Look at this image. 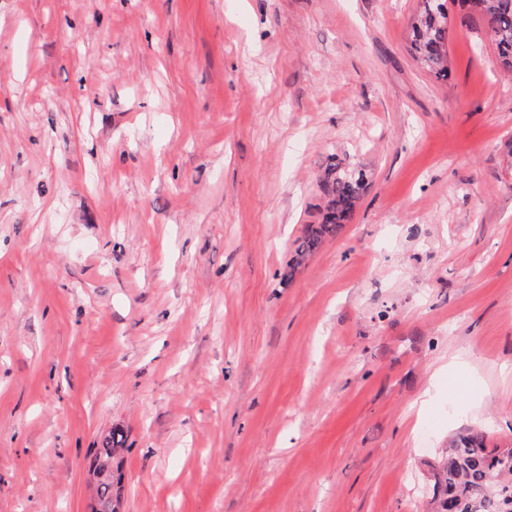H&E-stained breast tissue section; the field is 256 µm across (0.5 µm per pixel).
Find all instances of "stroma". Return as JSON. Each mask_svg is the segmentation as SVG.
Wrapping results in <instances>:
<instances>
[{"mask_svg":"<svg viewBox=\"0 0 512 512\" xmlns=\"http://www.w3.org/2000/svg\"><path fill=\"white\" fill-rule=\"evenodd\" d=\"M418 5L0 0V512H90L115 427L125 512H433L512 445V75L453 6L432 79ZM331 159L332 162L327 166L320 182L326 200L322 222L316 226L309 225L304 234L295 241V264L288 265V270L283 273L284 279H290L295 265L316 251L326 237L336 235L342 224L350 218L367 186V177L363 172L345 169L337 158ZM440 476L437 512H512V448L488 450L482 431L468 429L451 440Z\"/></svg>","mask_w":512,"mask_h":512,"instance_id":"obj_1","label":"stroma"}]
</instances>
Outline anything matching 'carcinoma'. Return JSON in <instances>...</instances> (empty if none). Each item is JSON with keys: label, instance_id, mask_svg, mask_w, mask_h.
I'll return each instance as SVG.
<instances>
[{"label": "carcinoma", "instance_id": "cac0c4a2", "mask_svg": "<svg viewBox=\"0 0 512 512\" xmlns=\"http://www.w3.org/2000/svg\"><path fill=\"white\" fill-rule=\"evenodd\" d=\"M465 16H477L489 32L494 50L512 71V0H461ZM411 50L415 59L438 81L448 79V0H420V10L411 25ZM367 186L361 171L348 170L332 158L320 187L326 205L322 222L310 225L295 241L294 264L283 278L293 276L295 265L316 251L324 239L336 235L347 221ZM121 433L114 431L95 450L104 465L114 466L112 478H120V461L114 453L123 447ZM441 497L437 512H512V448H486V435L469 429L454 437L440 465Z\"/></svg>", "mask_w": 512, "mask_h": 512}]
</instances>
